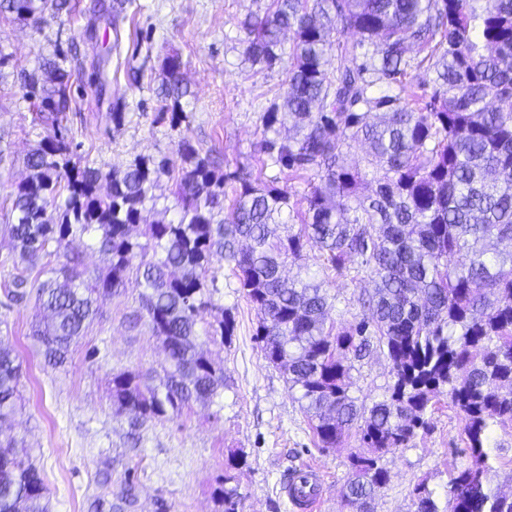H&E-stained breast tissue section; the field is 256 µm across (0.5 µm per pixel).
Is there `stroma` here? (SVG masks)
<instances>
[{
  "label": "stroma",
  "mask_w": 512,
  "mask_h": 512,
  "mask_svg": "<svg viewBox=\"0 0 512 512\" xmlns=\"http://www.w3.org/2000/svg\"><path fill=\"white\" fill-rule=\"evenodd\" d=\"M268 0H71V10L41 24L0 18V339L22 363L20 411L13 433L40 470L49 491L50 512H89L100 470L112 473L113 487L132 481L137 502L130 512H219V489L237 488L240 512H290L283 486L305 465H317L325 479L319 512H350L343 487L351 459L370 450L350 436L336 447H319L309 422L281 370L270 364L255 339L258 315L223 260L214 306L203 314L215 322L222 313L235 320L224 344L209 345L211 360L224 368L218 397L194 403L178 418L151 421L131 434L128 415L112 403V378L133 372L158 384L165 363L160 340L140 316L141 286L128 276L120 294L99 301V312L72 347L65 366L45 365L31 325L33 299L5 296L21 260L5 213L14 186L27 175L25 158L52 126L67 135L74 157L109 172L136 158L172 156L181 139L210 153L225 173L243 171L262 182L288 188L295 200L309 191L304 179L288 178L278 167L260 168L261 116L283 80L279 69L258 70L245 62L239 25L264 12ZM119 25H111L116 12ZM117 47L113 63L139 69L132 79L119 69L100 84L98 66L106 49ZM65 55L76 76L69 106L53 114L22 97L25 76L36 74L42 57ZM178 52L195 92L186 117L171 125L156 94L167 53ZM125 120L115 126L112 113ZM373 284L358 263L331 274L328 319L350 328L362 317L360 299ZM352 393L365 403L382 400L391 383L390 364L380 353L355 361ZM409 447L383 455L387 483L378 491L375 512H415L419 489L444 501L449 474L472 466L463 422L447 395L426 416Z\"/></svg>",
  "instance_id": "1"
}]
</instances>
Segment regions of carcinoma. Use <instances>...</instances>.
<instances>
[{
    "label": "carcinoma",
    "instance_id": "carcinoma-1",
    "mask_svg": "<svg viewBox=\"0 0 512 512\" xmlns=\"http://www.w3.org/2000/svg\"><path fill=\"white\" fill-rule=\"evenodd\" d=\"M70 0H0V16L37 22L70 10ZM242 55L251 66L282 69L264 110L261 149L271 164L306 178V211L288 189L241 179L224 213L228 175L181 139L175 156L140 157L107 174L70 157L53 128L26 158L29 175L10 193L8 232L25 266L7 293L24 298L38 282L32 337L44 363L66 364L71 343L96 314L100 294H115L136 268L142 307L163 344L157 386L132 372L112 377V402L137 430L178 416L224 387V368L197 342V319L211 306L218 255L231 267L259 315L256 340L290 389L322 448L357 427L373 450L359 457L344 498L352 512H374L387 482L381 455L406 448L445 392L464 421L474 466L453 473L446 510L432 493L415 512H512V491L493 485L491 427L512 424V0H270L241 23ZM351 42L330 40L331 32ZM39 106L67 108L73 73L60 52L40 64ZM432 89L412 92L414 82ZM157 96L181 121L194 99L178 54L161 66ZM349 140L367 145L375 196L361 193L360 169L345 165ZM176 181L178 219L142 223L162 177ZM108 192L101 193V180ZM295 232L275 235L279 226ZM86 235L108 257L106 272L83 278L77 260L57 267L68 238ZM320 246L322 271L339 273L361 259L375 288L367 314L351 330L326 325V280L282 277L307 244ZM225 314L205 330L215 342L233 335ZM380 351L392 383L366 407L351 393L349 358ZM21 365L0 342V425L16 414ZM19 441H0V512H48V489ZM97 512H124L132 485ZM222 512H240L234 488L219 491Z\"/></svg>",
    "mask_w": 512,
    "mask_h": 512
}]
</instances>
